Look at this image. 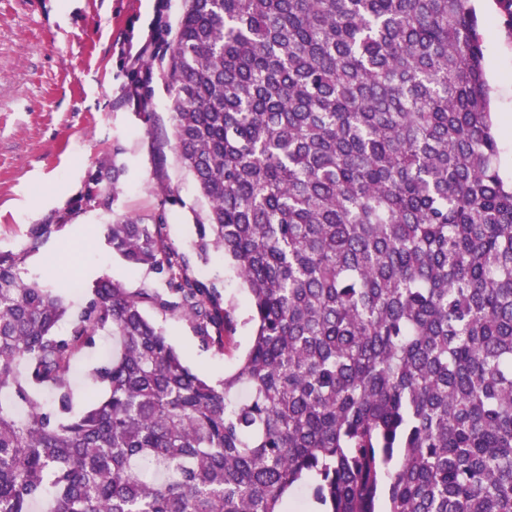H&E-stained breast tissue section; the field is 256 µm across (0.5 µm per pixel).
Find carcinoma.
Wrapping results in <instances>:
<instances>
[{
    "label": "carcinoma",
    "instance_id": "1",
    "mask_svg": "<svg viewBox=\"0 0 512 512\" xmlns=\"http://www.w3.org/2000/svg\"><path fill=\"white\" fill-rule=\"evenodd\" d=\"M160 61L194 254L233 261L250 346L213 385L147 313L236 330L163 216L107 244L166 292L101 277L75 311L22 277L66 222L27 225L0 251V512H285L303 482L320 512H512V182L474 0H183ZM117 155L77 208L112 209ZM106 352H112V337L102 335L99 337L97 349L84 352L75 361L73 389L76 397V410L78 412L85 407L89 395H101L104 392L103 386L93 385L88 381L86 372L93 364L102 361Z\"/></svg>",
    "mask_w": 512,
    "mask_h": 512
}]
</instances>
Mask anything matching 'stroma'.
I'll return each instance as SVG.
<instances>
[{"mask_svg": "<svg viewBox=\"0 0 512 512\" xmlns=\"http://www.w3.org/2000/svg\"><path fill=\"white\" fill-rule=\"evenodd\" d=\"M475 6L506 163L502 173L512 179V38L501 30L494 0H475ZM181 9L182 0H0V250L21 248L28 224L66 216L61 235L27 259L24 277L35 280L48 265L58 266L81 284L80 290L63 291L71 308H78L86 287L103 276L134 290L165 288L159 275L131 269L112 255L105 235L114 215L147 221L165 215L167 243L185 254L196 238L203 203L177 159L161 68L152 74V122L143 120L130 92L134 72L142 70ZM112 156L125 169L113 212L73 210L89 171ZM170 190L178 204H164ZM190 274L215 286L222 302L234 307L233 343L223 351L206 350L191 322L163 317L159 323L187 365L216 384L234 371L249 346V292L219 252L191 260ZM111 349V337L103 335L97 349L76 359L77 408L85 407L89 395L103 393L86 372Z\"/></svg>", "mask_w": 512, "mask_h": 512, "instance_id": "obj_1", "label": "stroma"}]
</instances>
